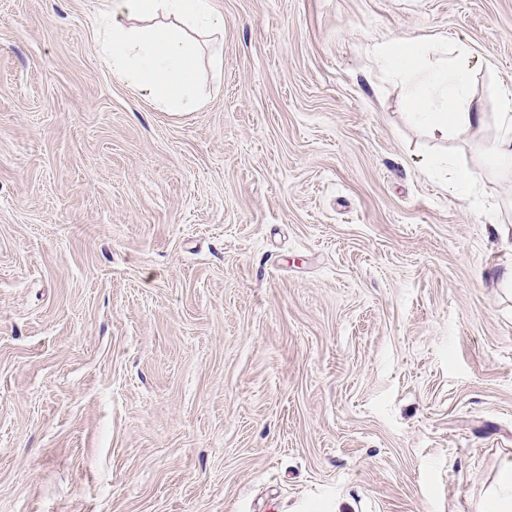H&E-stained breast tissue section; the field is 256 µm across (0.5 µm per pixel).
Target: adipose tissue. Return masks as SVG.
<instances>
[{"label": "adipose tissue", "mask_w": 512, "mask_h": 512, "mask_svg": "<svg viewBox=\"0 0 512 512\" xmlns=\"http://www.w3.org/2000/svg\"><path fill=\"white\" fill-rule=\"evenodd\" d=\"M108 14L104 42L114 76L148 90L169 112L201 103L189 32L223 29L211 0H110ZM372 53L397 66L408 115L431 139L445 142L491 120L471 92L476 65L463 44L438 55L429 46L392 38L374 44ZM498 99L495 133L480 154L489 176L506 178L512 176V89L501 88Z\"/></svg>", "instance_id": "1"}]
</instances>
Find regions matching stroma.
Wrapping results in <instances>:
<instances>
[{
    "label": "stroma",
    "instance_id": "stroma-1",
    "mask_svg": "<svg viewBox=\"0 0 512 512\" xmlns=\"http://www.w3.org/2000/svg\"><path fill=\"white\" fill-rule=\"evenodd\" d=\"M205 102L0 0V512H478L512 459V183L467 211L382 40L512 84V0H211Z\"/></svg>",
    "mask_w": 512,
    "mask_h": 512
}]
</instances>
